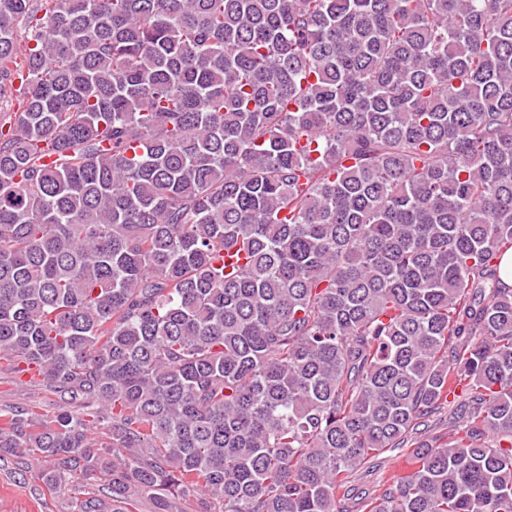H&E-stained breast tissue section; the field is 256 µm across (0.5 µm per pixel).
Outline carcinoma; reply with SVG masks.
<instances>
[{
	"label": "carcinoma",
	"instance_id": "carcinoma-1",
	"mask_svg": "<svg viewBox=\"0 0 512 512\" xmlns=\"http://www.w3.org/2000/svg\"><path fill=\"white\" fill-rule=\"evenodd\" d=\"M6 97L0 364L65 407L0 459L60 512H341L407 447L363 512H512V0H0ZM408 450L388 451L366 465L356 476L353 484L362 491L371 492L379 485L393 480L409 470Z\"/></svg>",
	"mask_w": 512,
	"mask_h": 512
}]
</instances>
